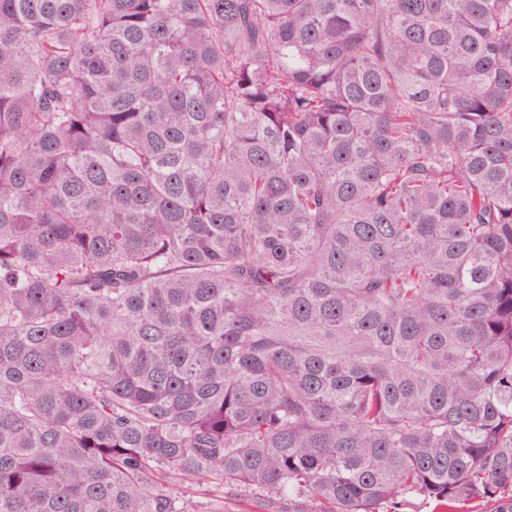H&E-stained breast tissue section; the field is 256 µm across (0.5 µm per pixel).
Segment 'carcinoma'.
I'll return each instance as SVG.
<instances>
[{"mask_svg": "<svg viewBox=\"0 0 512 512\" xmlns=\"http://www.w3.org/2000/svg\"><path fill=\"white\" fill-rule=\"evenodd\" d=\"M512 512V0H0V512ZM193 500L197 512H264L256 498L247 491L224 493V499L210 494H196Z\"/></svg>", "mask_w": 512, "mask_h": 512, "instance_id": "cac0c4a2", "label": "carcinoma"}]
</instances>
